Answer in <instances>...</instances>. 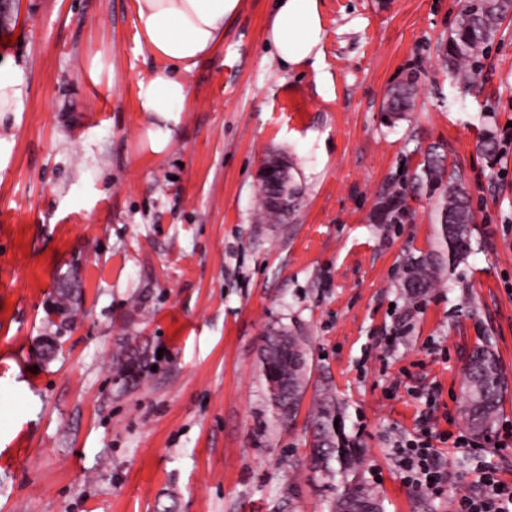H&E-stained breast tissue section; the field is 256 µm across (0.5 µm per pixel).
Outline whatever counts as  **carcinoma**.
<instances>
[{
  "instance_id": "obj_1",
  "label": "carcinoma",
  "mask_w": 512,
  "mask_h": 512,
  "mask_svg": "<svg viewBox=\"0 0 512 512\" xmlns=\"http://www.w3.org/2000/svg\"><path fill=\"white\" fill-rule=\"evenodd\" d=\"M512 17V0H477L459 14L448 40L442 47L441 61L455 84L468 90L480 75L482 59L496 40L502 24ZM417 88L412 81L392 86L382 105L385 119L391 123L414 111ZM428 188L437 194L436 221L440 224L441 251L421 256L410 255L402 267V288L410 299L426 295L440 277L441 266L463 260L473 245L474 215L470 192L466 185L448 172L446 156L441 147L428 148L422 167L412 179L389 191L378 206V219L388 224L403 213L408 187ZM277 191L275 183L258 180L257 204L262 219L268 224H286L297 211L294 192L288 193L286 208L268 204V196ZM74 283L64 280L54 296L51 311L57 316L74 309L78 294L72 292ZM288 360H262V372L267 387L288 384V395L273 402L274 406L293 405V411H279L284 421H291L308 383V350L302 337L290 334ZM507 392L499 356L492 343L477 347L470 355L466 371L463 412L470 430L478 437L493 431L500 416L502 399ZM332 404L324 401L315 414L313 431V464L323 467L336 458L345 475L344 491L336 497L331 512H385L382 500L357 477L361 449L346 439L343 429H335Z\"/></svg>"
}]
</instances>
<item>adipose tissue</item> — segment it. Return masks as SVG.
<instances>
[{
	"mask_svg": "<svg viewBox=\"0 0 512 512\" xmlns=\"http://www.w3.org/2000/svg\"><path fill=\"white\" fill-rule=\"evenodd\" d=\"M243 0H134L132 24L138 43L156 63L138 84L140 109L178 121L190 96L186 80L224 41V25ZM282 65H320L324 40L321 0H280L265 30Z\"/></svg>",
	"mask_w": 512,
	"mask_h": 512,
	"instance_id": "obj_1",
	"label": "adipose tissue"
}]
</instances>
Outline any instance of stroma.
<instances>
[{
	"instance_id": "1",
	"label": "stroma",
	"mask_w": 512,
	"mask_h": 512,
	"mask_svg": "<svg viewBox=\"0 0 512 512\" xmlns=\"http://www.w3.org/2000/svg\"><path fill=\"white\" fill-rule=\"evenodd\" d=\"M466 2L322 0L320 80L278 63L272 0H245L187 74L192 95L157 152L133 0H12L0 62L22 68L29 95L0 114V512H328L342 478L310 462L326 392L386 512H449L484 468L512 484V439L494 433L478 456L438 444V497L404 484L396 454L431 401L437 430L466 431L465 365L487 340L512 424V23L464 92L438 47ZM408 79L416 108L387 124L385 93ZM488 130L493 162L478 149ZM433 144L470 190L474 250L410 301L401 263L438 250L436 198L409 192L397 224L375 214ZM272 152L300 192L288 224L258 219ZM70 276L77 319L58 330L45 310ZM280 327L309 352L287 424L261 364ZM134 352L142 374L119 375Z\"/></svg>"
}]
</instances>
